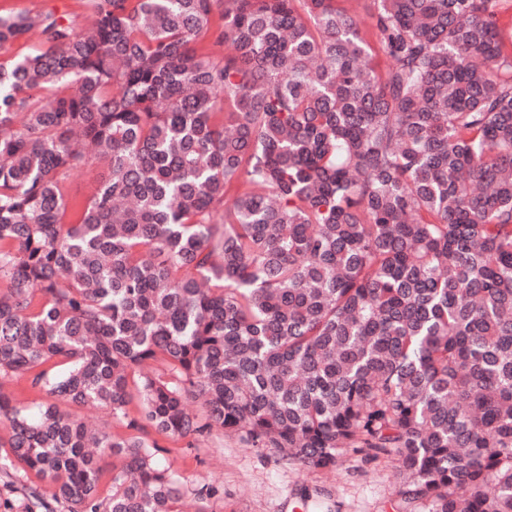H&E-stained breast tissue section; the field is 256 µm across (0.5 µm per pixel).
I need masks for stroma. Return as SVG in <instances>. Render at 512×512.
Segmentation results:
<instances>
[{
  "instance_id": "obj_1",
  "label": "stroma",
  "mask_w": 512,
  "mask_h": 512,
  "mask_svg": "<svg viewBox=\"0 0 512 512\" xmlns=\"http://www.w3.org/2000/svg\"><path fill=\"white\" fill-rule=\"evenodd\" d=\"M161 460L176 474L189 512H402L396 456L347 452L327 472L214 432L188 446L161 439Z\"/></svg>"
}]
</instances>
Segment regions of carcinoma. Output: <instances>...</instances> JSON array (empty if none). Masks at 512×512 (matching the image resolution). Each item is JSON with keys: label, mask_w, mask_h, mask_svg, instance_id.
Segmentation results:
<instances>
[{"label": "carcinoma", "mask_w": 512, "mask_h": 512, "mask_svg": "<svg viewBox=\"0 0 512 512\" xmlns=\"http://www.w3.org/2000/svg\"><path fill=\"white\" fill-rule=\"evenodd\" d=\"M377 2L381 73L340 0L0 13L36 42L0 62V470L37 498L183 512L150 434L225 429L512 512V0ZM96 168L91 167L74 172L68 181V193L71 202L82 201L89 193Z\"/></svg>", "instance_id": "obj_1"}]
</instances>
